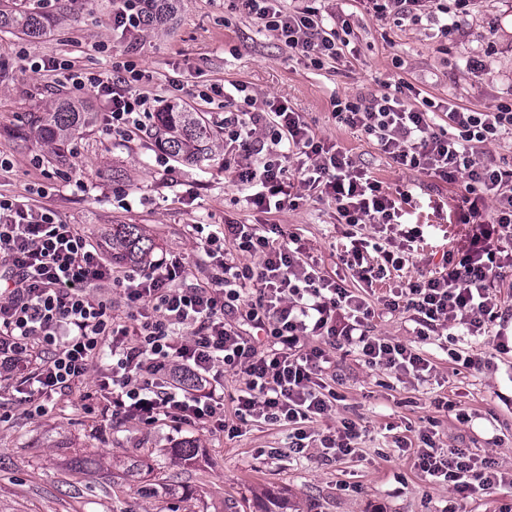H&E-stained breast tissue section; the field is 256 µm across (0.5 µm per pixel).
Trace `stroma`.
<instances>
[{
  "instance_id": "35a3bbf8",
  "label": "stroma",
  "mask_w": 512,
  "mask_h": 512,
  "mask_svg": "<svg viewBox=\"0 0 512 512\" xmlns=\"http://www.w3.org/2000/svg\"><path fill=\"white\" fill-rule=\"evenodd\" d=\"M317 5L323 15L341 16L352 27L350 52L322 68L289 50L233 0H172L169 16L162 25L145 28L131 55L125 52L127 39L112 35V0H95L77 23L38 40L0 33V154L14 161L11 171L0 174V191L24 195L48 187L46 205L97 240L106 238L112 225H142L157 251L184 259L191 287L207 281L190 234L195 224H277L301 237L326 274L344 272L339 252L348 227L339 223L331 202L311 198L266 213L247 201L223 165L201 169L179 163L165 174L150 131L122 139L99 122L55 155L26 134L30 113L72 91L63 77L27 70L26 55L67 58L104 73L113 63L133 61L143 74L134 90L204 112L219 132L225 110L244 109L245 103L238 95L223 98L218 90L243 83L255 101L279 100L302 113L319 136L399 201L402 222L422 230L414 266L390 271L369 286L347 278L349 289L377 304L390 289L432 270L444 251L462 245L468 227L457 223L455 209L464 185L399 166L365 134L338 123L333 103L391 93L404 82L422 93L411 100L414 108L426 96L493 111L512 97V0H476L462 15L463 34L455 40L441 38L437 26L425 21L378 19L363 0H317ZM475 55L485 61L478 76L468 67ZM189 182L198 186L191 202L184 198ZM406 192L412 195L407 202ZM372 326L382 338L412 345L432 371L415 379L369 366L358 350L336 351V366L325 379L336 394L335 407L312 427L323 431L351 422L361 437L353 453L326 464L316 448L289 453L288 425L236 419L242 380L230 371L224 374L222 432L167 420L146 426L105 417L96 367L82 384L48 399L45 413L31 416L14 394V377L0 374V512H171L173 500L144 498L113 480V463L126 457L148 460L156 471L191 487L197 512H504L512 495L462 497L445 482L425 479L397 446L402 439L418 447L420 432L430 428L438 447L489 456L512 469V352L495 351L497 326L482 336L459 332L425 340L415 336L404 314H380ZM479 352L485 356L481 367L466 365V357ZM461 411L467 420L458 419ZM184 441L200 448L189 465L172 453ZM88 452L95 466L74 468L75 456Z\"/></svg>"
}]
</instances>
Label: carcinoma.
I'll return each instance as SVG.
<instances>
[{"mask_svg":"<svg viewBox=\"0 0 512 512\" xmlns=\"http://www.w3.org/2000/svg\"><path fill=\"white\" fill-rule=\"evenodd\" d=\"M89 3L65 0L59 8L57 23L78 16ZM52 25L37 11L23 9L14 3H0V32L6 31L30 38L42 36ZM93 115L86 105L70 95L59 97L34 112L28 120L31 137L37 139L50 153L60 152L67 144L82 135ZM160 146L173 158L187 164L210 167L220 160L221 151L217 133L201 112L191 108L171 106L156 113L153 121ZM112 259L138 264L150 256L153 242L137 224H114L109 237ZM153 493L175 496L180 501L190 493L169 486L164 477L155 478Z\"/></svg>","mask_w":512,"mask_h":512,"instance_id":"cac0c4a2","label":"carcinoma"}]
</instances>
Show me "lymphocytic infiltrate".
<instances>
[{
	"mask_svg": "<svg viewBox=\"0 0 512 512\" xmlns=\"http://www.w3.org/2000/svg\"><path fill=\"white\" fill-rule=\"evenodd\" d=\"M236 2L313 66L340 58L347 19L329 26L309 5ZM470 2L366 0L377 18L433 21L444 38L460 29L459 21L448 16L449 4L462 11ZM28 68L62 74L75 91L93 93L105 104V125L121 137L141 130L144 117L165 106L133 90L142 73L130 61L113 65L108 75L75 68L63 58H32ZM415 92L401 85L393 94L334 103L340 123L372 137L397 164L464 184L467 211L461 221L472 227L467 247L443 255L440 270L398 286L382 302L387 310L408 313L416 335L460 326L479 336L491 322L512 321V306L497 297L503 270L512 268V165H501L483 151L484 145L512 134V100L491 112H474L450 99H430L416 109L403 100ZM433 112L447 115V127L430 124ZM224 168L251 188L257 207L280 211L307 193L334 202L341 223L369 224L384 234L381 263H372L360 239L352 240L342 256L362 282L372 283L386 267L399 269L415 258L421 233L402 228L395 203L380 183L282 102L225 113ZM45 194L42 187L32 196L0 192V347L35 363L23 379L29 415L43 414L44 397L72 389L107 354L111 362L98 382L112 416L147 426L165 417L220 428L229 369L243 380L235 408L239 421L293 425L294 453L318 446L332 460L351 453L359 432L348 422L325 435L308 428L330 414L336 399L322 380L333 365L330 348H355L369 365L418 378L430 369L409 344L373 334L374 309L326 275L297 235L279 240L253 224L230 222L211 232L195 225L211 272L208 286L186 288V266L168 252L115 273L102 243L39 204ZM228 246L253 256L254 264L225 257ZM249 284L256 288V299L243 294ZM116 295L126 310L121 319L112 314ZM235 313L243 327L229 323ZM314 336L326 337L329 348L310 345ZM422 442L414 465L431 480L461 493H512V471L492 459L437 448L427 434Z\"/></svg>",
	"mask_w": 512,
	"mask_h": 512,
	"instance_id": "lymphocytic-infiltrate-1",
	"label": "lymphocytic infiltrate"
}]
</instances>
